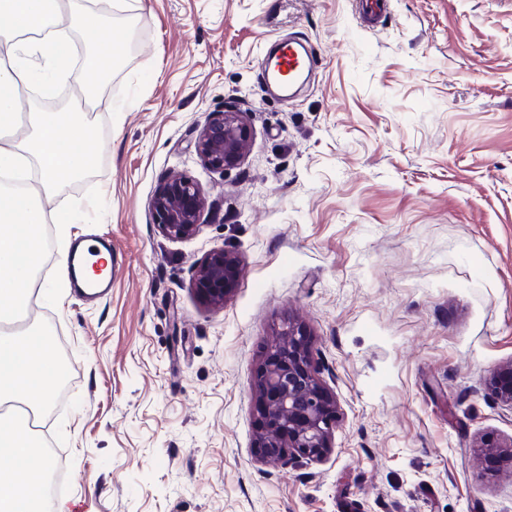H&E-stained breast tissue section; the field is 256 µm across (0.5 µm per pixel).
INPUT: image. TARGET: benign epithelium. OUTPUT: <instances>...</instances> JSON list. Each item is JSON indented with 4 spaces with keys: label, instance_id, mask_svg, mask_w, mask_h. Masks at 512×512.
Segmentation results:
<instances>
[{
    "label": "benign epithelium",
    "instance_id": "7a95c632",
    "mask_svg": "<svg viewBox=\"0 0 512 512\" xmlns=\"http://www.w3.org/2000/svg\"><path fill=\"white\" fill-rule=\"evenodd\" d=\"M252 137L242 112L210 114L196 142L200 161L213 170L232 169L243 160ZM206 205L199 186L174 177L153 201L155 221L171 240L199 232ZM237 282V259L223 249L210 252L198 266L193 287L209 305L224 304ZM306 331L288 322L277 332L256 383L257 414L263 427L258 447L270 459L312 460L329 447L336 424V404L315 377L304 346ZM490 385L499 401L512 408V364L495 373Z\"/></svg>",
    "mask_w": 512,
    "mask_h": 512
}]
</instances>
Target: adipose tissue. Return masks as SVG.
<instances>
[{
    "instance_id": "obj_1",
    "label": "adipose tissue",
    "mask_w": 512,
    "mask_h": 512,
    "mask_svg": "<svg viewBox=\"0 0 512 512\" xmlns=\"http://www.w3.org/2000/svg\"><path fill=\"white\" fill-rule=\"evenodd\" d=\"M87 0H0V35L6 55L0 59V175L13 176L23 165L38 168L34 185L0 189V512H45L36 482L50 456L38 455L27 427L31 412L48 408L60 378L52 338L34 326L17 325V315L36 285L48 249L46 224L71 218L44 205L58 187L88 174L97 156L87 150L94 140L87 106L99 99L98 82L124 53L121 32L104 31V17ZM103 31L84 56L79 111H25L22 92L36 84L55 88L67 70L73 45L70 31ZM38 467H31V459Z\"/></svg>"
}]
</instances>
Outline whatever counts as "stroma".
I'll return each mask as SVG.
<instances>
[{
	"instance_id": "stroma-1",
	"label": "stroma",
	"mask_w": 512,
	"mask_h": 512,
	"mask_svg": "<svg viewBox=\"0 0 512 512\" xmlns=\"http://www.w3.org/2000/svg\"><path fill=\"white\" fill-rule=\"evenodd\" d=\"M112 0L126 50L82 179L49 206L27 323L55 332L67 388L38 427L69 512H512V438L488 387L512 363V0ZM306 39L284 101L259 60ZM245 112L244 160L204 167L210 112ZM187 176L208 206L171 240L152 211ZM112 242V290H70L62 252ZM233 253L223 305L192 288ZM336 401L316 460L263 459L255 386L285 321Z\"/></svg>"
}]
</instances>
